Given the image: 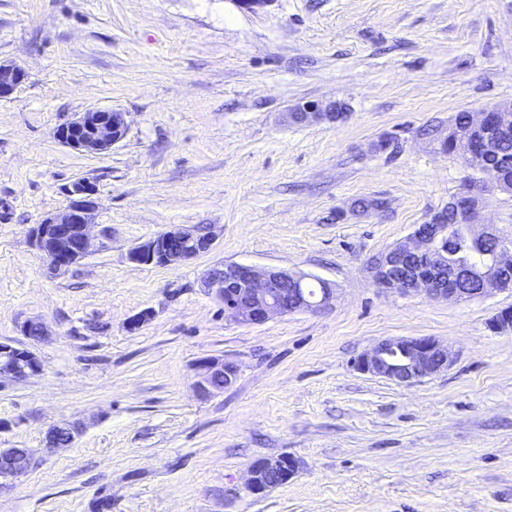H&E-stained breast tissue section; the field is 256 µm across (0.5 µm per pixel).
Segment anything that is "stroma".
<instances>
[{
	"label": "stroma",
	"mask_w": 512,
	"mask_h": 512,
	"mask_svg": "<svg viewBox=\"0 0 512 512\" xmlns=\"http://www.w3.org/2000/svg\"><path fill=\"white\" fill-rule=\"evenodd\" d=\"M0 63L26 71L0 101V343L25 345L27 319L49 328L39 372L0 386V448L38 459L0 512H512V332L489 327L512 291L437 300L370 271L457 192L452 117L512 102V0H0ZM304 101L348 115L286 121ZM89 108L127 118L101 155L55 138ZM78 177L97 188L93 247L57 277L30 231ZM480 197L512 238V195ZM172 225L213 227L211 251L129 260ZM221 262L300 271L336 298L242 324L203 286ZM419 337L448 345L447 369L405 386L352 366ZM206 358L238 367L207 397ZM62 423L79 433L48 451ZM279 455L298 472L246 492L251 463Z\"/></svg>",
	"instance_id": "35a3bbf8"
}]
</instances>
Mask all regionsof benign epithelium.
Here are the masks:
<instances>
[{
	"label": "benign epithelium",
	"instance_id": "benign-epithelium-1",
	"mask_svg": "<svg viewBox=\"0 0 512 512\" xmlns=\"http://www.w3.org/2000/svg\"><path fill=\"white\" fill-rule=\"evenodd\" d=\"M23 68L13 64H0V100L11 98L24 82ZM339 106L327 107L315 101L298 104L289 113L298 123L320 122L336 117ZM491 112H512V103L495 105L469 118L466 127L453 133L454 152L466 158L474 146L490 153L494 150L504 127L488 122ZM126 115L112 110L90 108L73 120L60 126L55 133L63 145L87 154H103L112 149L126 135ZM68 204L65 208L45 217L31 231L33 244L46 258L55 275H64L71 267L85 259L91 252L90 226L97 207L96 186L88 181L73 183L67 189ZM475 223L463 227L471 239L497 240L493 257L477 269L484 279V286L468 294L458 288L448 287L436 276L440 268L458 270L462 258L437 244L440 236L439 215L430 223L419 224L407 240L385 254L370 261L376 284L403 294L423 293L434 299H475L492 292L512 290V242L493 231L488 224L485 230H474ZM216 236L212 228H183L171 226L157 236L130 249L128 258L137 264L168 266L188 262L212 249ZM308 276L282 268H259L253 265L225 262L209 269L203 285L215 293L224 304V312L234 320L247 325L261 324L274 315L296 312L316 313L328 306L336 297V288L320 281L318 294H308ZM20 333L31 342H42L49 336L46 325L27 320L20 325ZM450 364L448 347L432 338L382 340L359 355L354 368L363 373L410 385L433 375ZM40 364L28 348L0 343V378L22 379L38 372ZM234 362L205 360L200 364L197 386L204 394L231 387L237 379ZM75 439L74 429L53 426L45 435L48 448L58 449L70 445ZM27 468L35 464L33 454L25 451ZM24 467V468H26ZM24 468L15 458H0V477L18 476ZM299 462L288 455L260 458L252 463L245 486L254 496H263L270 490L287 483L297 472Z\"/></svg>",
	"mask_w": 512,
	"mask_h": 512
}]
</instances>
